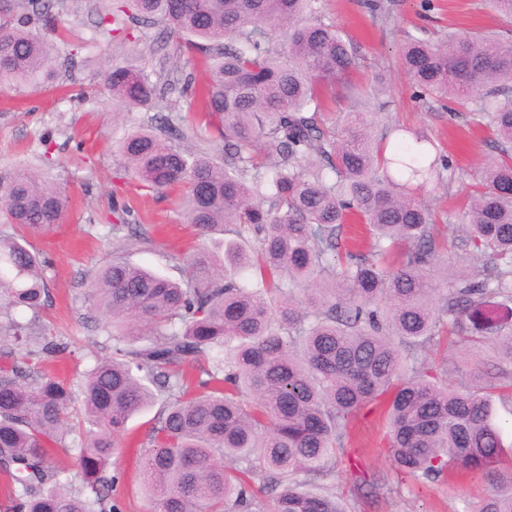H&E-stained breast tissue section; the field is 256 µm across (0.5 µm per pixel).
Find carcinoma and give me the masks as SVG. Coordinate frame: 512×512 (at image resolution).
<instances>
[{
  "label": "carcinoma",
  "mask_w": 512,
  "mask_h": 512,
  "mask_svg": "<svg viewBox=\"0 0 512 512\" xmlns=\"http://www.w3.org/2000/svg\"><path fill=\"white\" fill-rule=\"evenodd\" d=\"M128 9L199 49L209 76L196 86L189 59L168 70L186 108L165 114L153 73L112 64V98L160 113L116 150L139 187L176 194L186 223L229 226L235 239L219 266L188 257L180 282L121 256L102 265L89 299L112 329L111 351L75 392L39 368L75 354L39 321L49 298L40 253L0 233L4 512H120L112 460L128 421L160 396L142 457L148 512H346L293 476L335 477L336 454L348 455L353 422L372 404L384 406L393 470L418 483L496 476L494 403L512 402V41L450 32L398 47L414 99L492 135L495 154L468 171L427 136L394 140L406 128L386 122L375 133L381 114L353 92L355 43L321 0L108 2L113 31ZM68 10V0H23L0 16L1 82H52L34 28ZM446 178L471 181L459 240L417 196ZM67 206L40 167L0 169L4 223L44 230ZM450 252L461 267L483 259L482 270L448 272ZM19 307L33 318L17 320ZM444 334L493 344L495 368L472 363L469 389L443 381L422 352ZM200 364V376L185 375ZM75 405L92 426L76 449ZM60 454L74 455L81 490L59 487ZM226 459L244 467L231 473ZM480 512H512V485Z\"/></svg>",
  "instance_id": "carcinoma-1"
}]
</instances>
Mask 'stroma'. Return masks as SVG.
Masks as SVG:
<instances>
[{
	"label": "stroma",
	"mask_w": 512,
	"mask_h": 512,
	"mask_svg": "<svg viewBox=\"0 0 512 512\" xmlns=\"http://www.w3.org/2000/svg\"><path fill=\"white\" fill-rule=\"evenodd\" d=\"M387 14L373 17L361 0H324V13L358 43L366 66L390 72L386 94H375L369 82L359 86L377 111L398 118L409 130L428 136L452 163L475 167L492 154L493 145L474 126L449 118L444 110L422 106L400 70L397 46L406 35L437 38L448 32L469 35L487 30L507 34L512 20L490 9L486 0H383ZM100 0H70L56 31L47 33L60 76L51 86L0 82V167L35 162L50 152L53 180L66 187L69 205L62 220L25 237L47 260L43 270L49 298L41 314L52 335L78 347L74 356L46 361L43 373L76 386L104 356L106 334L88 298L90 275L122 254L131 264L173 280L181 279L183 260L194 252L224 256L223 232L198 235L185 224L173 195L146 193L128 175L112 148L123 129L146 117L142 108L123 109L101 82L112 63L128 62L148 70L194 63L197 80L206 76L201 54H188L179 38L161 27L147 28L127 20L132 39L114 37L100 26ZM466 187L460 182L428 185L425 200L436 204L448 232L460 227L459 213ZM129 203L137 232H113V201ZM352 453L372 481L352 495L355 475L337 467L334 480L315 483L318 491L340 496L348 512H477L496 488L490 478L468 477L455 482L416 483L398 476L387 457L383 419L365 408L353 426ZM141 448L126 449L118 462L122 480L115 496L122 512H147L141 469Z\"/></svg>",
	"instance_id": "obj_1"
}]
</instances>
